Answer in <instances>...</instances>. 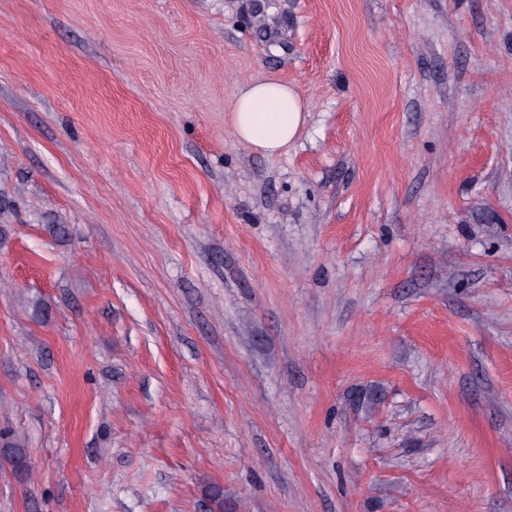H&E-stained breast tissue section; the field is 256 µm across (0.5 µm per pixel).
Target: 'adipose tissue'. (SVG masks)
<instances>
[{
	"label": "adipose tissue",
	"instance_id": "ef3b65f1",
	"mask_svg": "<svg viewBox=\"0 0 512 512\" xmlns=\"http://www.w3.org/2000/svg\"><path fill=\"white\" fill-rule=\"evenodd\" d=\"M309 110V101L293 86L270 76L240 88L230 122L238 139L251 150L273 156L296 138Z\"/></svg>",
	"mask_w": 512,
	"mask_h": 512
}]
</instances>
